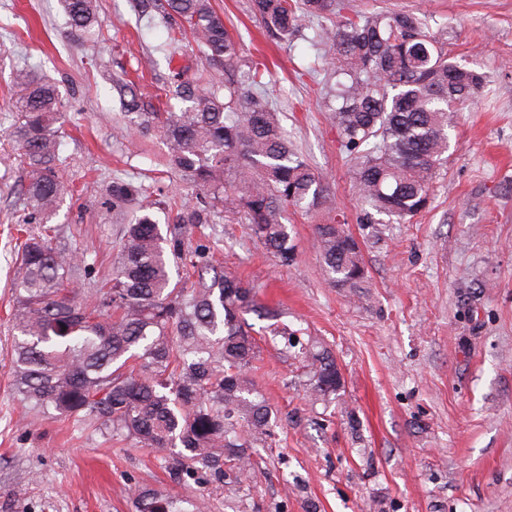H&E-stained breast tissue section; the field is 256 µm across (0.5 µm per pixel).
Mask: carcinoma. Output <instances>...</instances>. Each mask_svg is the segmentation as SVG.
<instances>
[{
    "label": "carcinoma",
    "mask_w": 512,
    "mask_h": 512,
    "mask_svg": "<svg viewBox=\"0 0 512 512\" xmlns=\"http://www.w3.org/2000/svg\"><path fill=\"white\" fill-rule=\"evenodd\" d=\"M63 5L72 32L91 35L95 0ZM137 7L165 29L169 59L190 38L210 65L227 71L223 81L178 71L158 85L159 95L192 102L181 112H157L134 84H116L126 109L121 130L163 139L166 166L204 191L209 206L167 203L176 214L164 230L149 213L135 217L123 227L112 278L86 287L84 259L52 247L50 221L74 195L58 174L62 98L30 66L16 69L9 136L29 168L23 194L41 227L19 244L14 386L35 413L88 416L134 448L178 449L169 461L178 482L204 471L239 483L255 470L249 449L265 447L274 427L248 374L259 350L243 315L257 311L256 292L213 256L189 251L187 240L220 205L244 213L249 235L287 265L295 252L287 208H328L332 197L257 95L265 65L239 59L212 0H137ZM250 10L281 40L301 13L341 16L316 39L329 46L323 65L336 88L325 105L351 156L353 190L364 206L399 221L426 210L448 128L484 89L485 75L448 60L429 20L409 11L344 16L342 0H250ZM146 193L141 182L115 179L112 209ZM314 245L330 281L360 295L367 283L362 248L343 224L316 225ZM174 263L191 272L173 279ZM303 357L314 401L331 403L343 389L332 352L308 348ZM137 504L139 512H183L150 489L139 491Z\"/></svg>",
    "instance_id": "obj_1"
}]
</instances>
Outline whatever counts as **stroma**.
Wrapping results in <instances>:
<instances>
[{"label": "stroma", "mask_w": 512, "mask_h": 512, "mask_svg": "<svg viewBox=\"0 0 512 512\" xmlns=\"http://www.w3.org/2000/svg\"><path fill=\"white\" fill-rule=\"evenodd\" d=\"M249 3L213 0L243 56L266 60L263 95L334 205L289 213L296 249L287 266L249 236L241 213L216 209L190 239L218 249L225 270L272 312L245 319L260 350L250 376L278 425L251 477L224 486L207 473L174 482L169 451L131 447L80 416L34 414L13 388L15 226L28 217L18 195L28 174L8 135L13 69L31 65L62 92L59 174L75 193L55 217L56 245L84 256L95 280L111 275L128 221L112 212L113 179H143L167 151L155 137L132 148L120 136L113 82L136 81L149 101L169 69L165 32L131 0H96L91 49L72 35L61 0H0V512H136L141 488L181 502L204 497L208 512H512V0H347L353 11L430 17L450 58L487 77L449 130L428 208L400 224L367 220L324 106L328 48L314 32L335 16L302 17L282 42ZM148 55L155 70L139 73ZM155 179L166 197L199 195L179 176L156 171ZM332 221L362 244L360 298L332 286L312 246L316 225ZM310 345L331 350L342 372L334 404L310 401L300 357Z\"/></svg>", "instance_id": "stroma-1"}]
</instances>
